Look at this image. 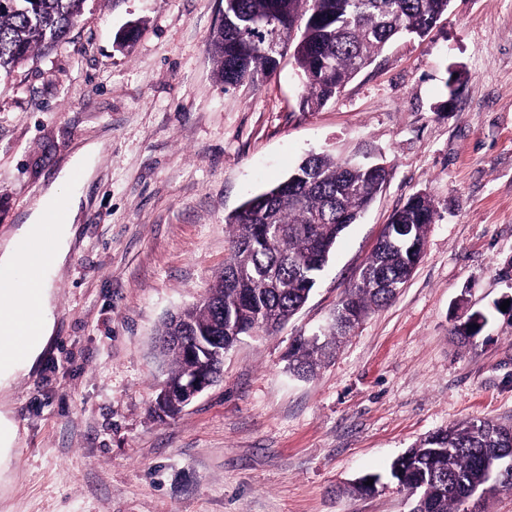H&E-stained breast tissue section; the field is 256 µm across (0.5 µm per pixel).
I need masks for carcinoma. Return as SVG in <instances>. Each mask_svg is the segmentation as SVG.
I'll return each mask as SVG.
<instances>
[{
  "label": "carcinoma",
  "instance_id": "obj_1",
  "mask_svg": "<svg viewBox=\"0 0 512 512\" xmlns=\"http://www.w3.org/2000/svg\"><path fill=\"white\" fill-rule=\"evenodd\" d=\"M85 0H0V76H9L35 53L62 43ZM450 0H224V18L208 51L226 87L259 85L287 50L299 69L302 109L324 106L369 66L388 43L426 36L448 12ZM388 172L329 155H311L286 179L246 200L225 223L231 248L218 281L198 302L170 316L159 340H192L196 356L161 345L169 364L166 382L184 383L203 368L217 375L224 353L238 342L233 328L257 325L271 336L307 302L329 263L336 240L368 208ZM431 198L412 194L390 219L412 225L405 240L379 241L356 282L336 305L329 326L314 339L300 336L288 368L311 376L332 356L340 339L392 301L419 263ZM182 410L175 392L155 399L154 411ZM391 479L415 495L413 512H457L475 490L512 493V426L465 421L415 442L391 464Z\"/></svg>",
  "mask_w": 512,
  "mask_h": 512
}]
</instances>
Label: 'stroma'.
Returning <instances> with one entry per match:
<instances>
[{
    "label": "stroma",
    "instance_id": "1",
    "mask_svg": "<svg viewBox=\"0 0 512 512\" xmlns=\"http://www.w3.org/2000/svg\"><path fill=\"white\" fill-rule=\"evenodd\" d=\"M222 9L85 0L63 43L0 80V246L75 151L103 144L54 332L0 389L17 428L0 512H411L394 482L345 489L436 430L512 425V0H451L310 112L291 55L259 86L218 80ZM313 153L382 163L387 181L288 324L242 337L214 385L156 418L160 322L217 282L227 216ZM417 192L435 219L410 280L314 376L291 374L295 337L329 322ZM473 312L479 332L455 336Z\"/></svg>",
    "mask_w": 512,
    "mask_h": 512
}]
</instances>
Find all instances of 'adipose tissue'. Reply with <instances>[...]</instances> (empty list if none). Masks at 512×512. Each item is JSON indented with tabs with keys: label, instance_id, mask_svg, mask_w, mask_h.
I'll use <instances>...</instances> for the list:
<instances>
[{
	"label": "adipose tissue",
	"instance_id": "ef3b65f1",
	"mask_svg": "<svg viewBox=\"0 0 512 512\" xmlns=\"http://www.w3.org/2000/svg\"><path fill=\"white\" fill-rule=\"evenodd\" d=\"M99 149V144L93 143L74 154L57 180L40 197L27 223L21 225L16 232L17 237L20 238L41 235L47 207L56 199L65 200L66 221L57 225L52 232V247L48 264L43 271L41 286L37 291L35 304L36 330L26 340L25 356L22 360L17 361L6 356H0V385L6 384L7 380L19 370L33 364L47 336H50L52 332L54 325L52 277L64 265L68 256L70 242L73 237V226L77 221L83 197L82 186L92 173L89 160L98 153Z\"/></svg>",
	"mask_w": 512,
	"mask_h": 512
}]
</instances>
